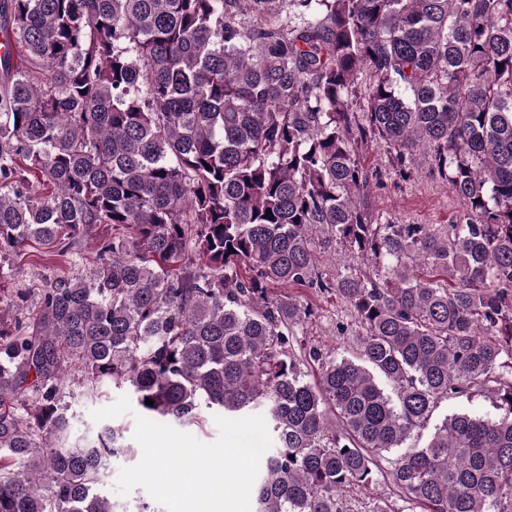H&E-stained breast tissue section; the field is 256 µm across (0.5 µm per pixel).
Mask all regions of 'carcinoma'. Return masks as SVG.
<instances>
[{
	"mask_svg": "<svg viewBox=\"0 0 512 512\" xmlns=\"http://www.w3.org/2000/svg\"><path fill=\"white\" fill-rule=\"evenodd\" d=\"M0 44V257L100 245L0 308V512H114L131 446L72 439L77 373L151 421L262 416L252 512H354L381 479L410 512H512V0H0ZM420 155L445 228L372 208ZM318 230L359 265L323 274ZM279 286L336 293L352 351L298 341ZM474 392L499 414L406 445ZM388 493V487L382 481L371 486L370 489L366 491L360 487H354L347 495L348 505L352 506V509L355 511H364L367 510V508H361L362 503L388 496Z\"/></svg>",
	"mask_w": 512,
	"mask_h": 512,
	"instance_id": "cac0c4a2",
	"label": "carcinoma"
}]
</instances>
